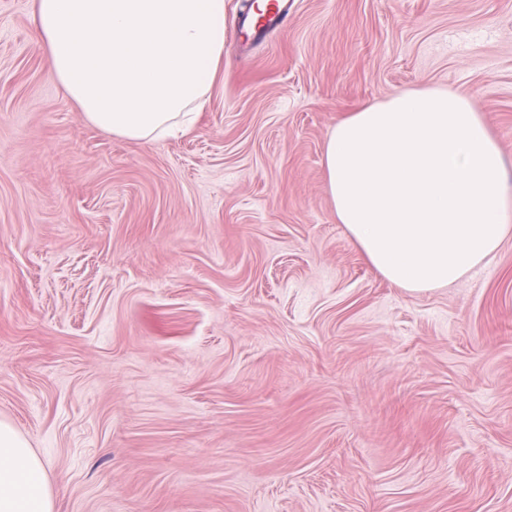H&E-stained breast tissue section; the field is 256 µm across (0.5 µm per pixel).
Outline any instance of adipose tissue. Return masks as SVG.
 <instances>
[{
  "mask_svg": "<svg viewBox=\"0 0 512 512\" xmlns=\"http://www.w3.org/2000/svg\"><path fill=\"white\" fill-rule=\"evenodd\" d=\"M33 15L50 73L127 140L189 127L224 56V0H34ZM323 165L337 223L407 292L456 283L512 234L500 148L465 95L412 89L349 113ZM0 512H54L44 462L2 421Z\"/></svg>",
  "mask_w": 512,
  "mask_h": 512,
  "instance_id": "1",
  "label": "adipose tissue"
}]
</instances>
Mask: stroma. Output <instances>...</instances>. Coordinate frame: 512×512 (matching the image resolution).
<instances>
[{
  "instance_id": "obj_1",
  "label": "stroma",
  "mask_w": 512,
  "mask_h": 512,
  "mask_svg": "<svg viewBox=\"0 0 512 512\" xmlns=\"http://www.w3.org/2000/svg\"><path fill=\"white\" fill-rule=\"evenodd\" d=\"M195 126L89 124L0 0V420L54 512H512V237L412 294L338 224L323 145L472 97L512 188V0H296Z\"/></svg>"
}]
</instances>
